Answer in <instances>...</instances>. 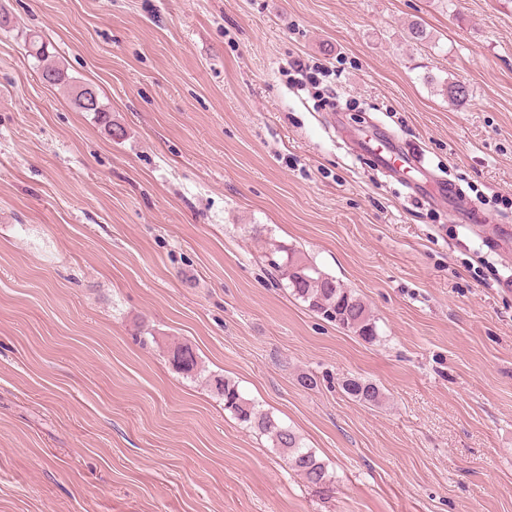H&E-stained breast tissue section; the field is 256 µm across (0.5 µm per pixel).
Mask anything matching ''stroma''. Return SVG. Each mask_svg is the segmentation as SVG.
I'll list each match as a JSON object with an SVG mask.
<instances>
[{"instance_id":"obj_1","label":"stroma","mask_w":512,"mask_h":512,"mask_svg":"<svg viewBox=\"0 0 512 512\" xmlns=\"http://www.w3.org/2000/svg\"><path fill=\"white\" fill-rule=\"evenodd\" d=\"M0 9V512H512V0ZM29 31L123 137L40 80ZM297 56L339 74L337 111L325 84L289 85ZM362 125L419 150L483 223L356 151ZM270 241L353 289L377 340L281 287ZM215 375L331 483L225 410ZM211 385L224 398L225 410L230 411L241 423L266 436L288 467L306 483L322 487L331 482V474L315 452L305 448L293 430L281 425L272 415L258 409L253 401L245 398L235 382L215 377ZM342 385L346 394L363 404L375 406L382 401L380 388L371 382L351 377L346 378Z\"/></svg>"}]
</instances>
